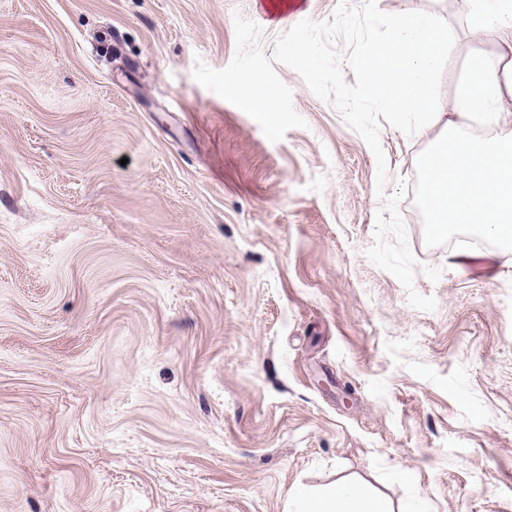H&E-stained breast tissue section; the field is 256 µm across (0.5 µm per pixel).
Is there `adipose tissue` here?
I'll return each instance as SVG.
<instances>
[{
	"instance_id": "adipose-tissue-1",
	"label": "adipose tissue",
	"mask_w": 512,
	"mask_h": 512,
	"mask_svg": "<svg viewBox=\"0 0 512 512\" xmlns=\"http://www.w3.org/2000/svg\"><path fill=\"white\" fill-rule=\"evenodd\" d=\"M470 32L478 39L508 42V50L470 56L460 75L461 92L448 112L432 107L439 63L458 50V35L434 18L409 12L397 18L390 36L371 55L369 73L377 96L397 112L418 116L419 127L447 129L449 150L423 163L422 204L442 227L468 225L512 240V129L493 138L467 136L463 118L497 124L512 110V0H469ZM296 512H387L384 501L361 484L337 483L317 493L293 491Z\"/></svg>"
}]
</instances>
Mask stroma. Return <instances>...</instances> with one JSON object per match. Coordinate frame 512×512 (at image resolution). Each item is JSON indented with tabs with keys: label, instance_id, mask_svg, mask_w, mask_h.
<instances>
[{
	"label": "stroma",
	"instance_id": "1",
	"mask_svg": "<svg viewBox=\"0 0 512 512\" xmlns=\"http://www.w3.org/2000/svg\"><path fill=\"white\" fill-rule=\"evenodd\" d=\"M0 0V512H293L343 481L390 512H512V245L428 232L441 129L383 125L424 267L374 265L375 157L301 76L269 141L202 87L338 0ZM494 41L468 0H377Z\"/></svg>",
	"mask_w": 512,
	"mask_h": 512
}]
</instances>
